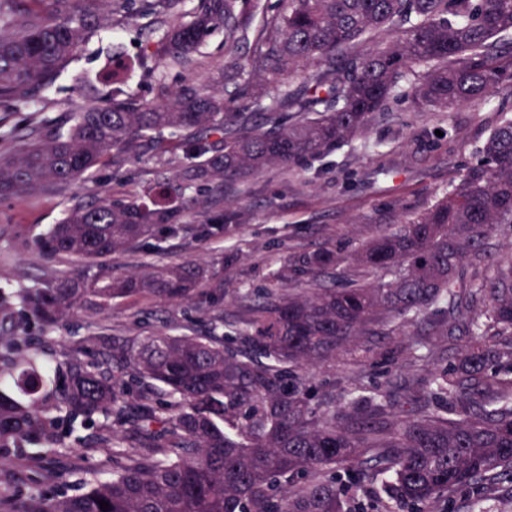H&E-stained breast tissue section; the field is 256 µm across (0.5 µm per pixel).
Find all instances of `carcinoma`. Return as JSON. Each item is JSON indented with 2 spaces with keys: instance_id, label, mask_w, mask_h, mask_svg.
Returning a JSON list of instances; mask_svg holds the SVG:
<instances>
[{
  "instance_id": "cac0c4a2",
  "label": "carcinoma",
  "mask_w": 512,
  "mask_h": 512,
  "mask_svg": "<svg viewBox=\"0 0 512 512\" xmlns=\"http://www.w3.org/2000/svg\"><path fill=\"white\" fill-rule=\"evenodd\" d=\"M102 0H0V111L35 100L106 22ZM129 17L174 12L180 0H114ZM251 0H199L191 20L166 29L147 57L188 68L218 27H247ZM245 69L258 78L238 104L190 82L161 102L81 86L89 107L48 137L16 127L0 141V198L36 196L82 178L114 149L158 147L181 132V182L222 186L293 167L364 132L401 98L412 112H448L512 88V0H288V14ZM304 73L303 84L287 79ZM148 202L78 205L44 247L100 266L160 233L196 241L224 231L183 223L198 203L157 181ZM512 224V115L505 110L460 182L420 214L353 253L334 246L294 257L289 286L254 308L242 348L217 336L92 341L98 360L59 366L0 334V469L10 450L49 440L60 423L85 451L113 449L112 478L86 472L69 491L30 494L21 512H351L349 492L381 479L380 512H428L459 491L512 484V260L489 250ZM218 277L184 261L134 278H59L29 295L44 319L79 304L106 308L147 293L181 299ZM448 319L440 318V305ZM401 320L427 333L471 336L456 363L343 401L312 395L309 369L346 353L368 358ZM95 416L125 420L134 441ZM380 448L374 457L368 449Z\"/></svg>"
}]
</instances>
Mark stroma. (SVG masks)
Wrapping results in <instances>:
<instances>
[{"instance_id":"35a3bbf8","label":"stroma","mask_w":512,"mask_h":512,"mask_svg":"<svg viewBox=\"0 0 512 512\" xmlns=\"http://www.w3.org/2000/svg\"><path fill=\"white\" fill-rule=\"evenodd\" d=\"M198 0H181L175 17H149L137 25L113 15L112 24L94 32L60 75L40 94L37 103L19 102L8 125H25L38 133L68 128L87 101L77 80L102 76L107 55L120 49L130 68L125 83L104 84L102 94L147 101L161 100L166 91L191 77L217 75L231 60L246 62L260 48L267 29L288 12V0H259L247 39L231 44L223 30L212 32L195 56L193 69L162 66L144 73L138 60L172 19L190 20ZM512 108V92L499 91L449 112H411L402 99L391 100L387 112L367 132L320 157L309 158L290 170L273 169L243 184L198 192L200 204L184 216L185 222L205 224L227 215L221 235L188 243L183 236L155 240L113 254L100 268L88 267L77 256L47 257L41 241L75 204H88L103 195L128 200L145 186L178 172L181 151L144 150L138 155L113 154L88 176L56 191L25 199L0 200V290L13 305L10 327L48 342L57 361L73 354L87 336H123L137 340L159 334L230 336L241 345L252 335L250 321L257 291L273 290L280 271L292 256L333 245L346 252L362 242L392 230L399 219L430 206L459 183L476 151L497 125L500 109ZM196 258L224 281L220 288H198L188 299L168 302L150 295L114 300L104 310L74 308L44 325L25 304L26 296L48 287L60 277L141 273L153 265ZM462 339L458 336H418L413 326L396 324L383 339L372 364L339 356L334 365L314 369L311 381L339 393L359 388L369 395L386 389L392 364L410 366L416 383H424L436 369L453 364ZM112 469L108 448L89 453L72 439L59 441L57 454L41 466L15 458L0 470L7 480L9 499L0 512H11V503L34 490H48L46 473L63 474L75 481L80 470ZM432 512H512V494L506 489L481 495H460L450 505L432 504Z\"/></svg>"}]
</instances>
